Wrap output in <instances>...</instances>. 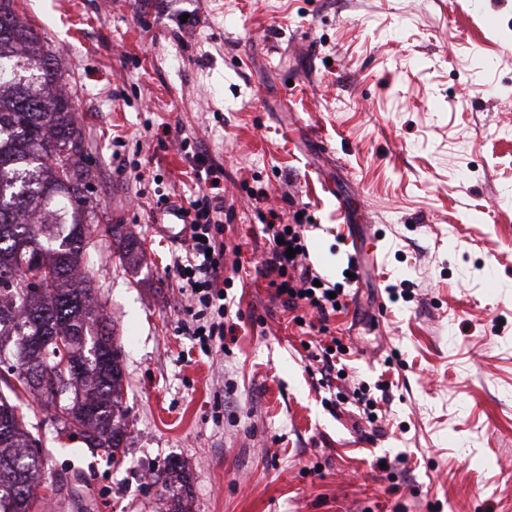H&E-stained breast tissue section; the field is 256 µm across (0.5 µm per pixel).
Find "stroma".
<instances>
[{"label":"stroma","mask_w":512,"mask_h":512,"mask_svg":"<svg viewBox=\"0 0 512 512\" xmlns=\"http://www.w3.org/2000/svg\"><path fill=\"white\" fill-rule=\"evenodd\" d=\"M16 6L75 101L91 205L140 243L126 258L95 227L82 260L121 350L126 456L19 402L47 512H169L175 461L191 512H512V0ZM185 134L224 170L247 270L226 288L237 341L212 357L180 327L184 245L151 229L159 196L198 191ZM273 211L308 224L305 263L332 282L381 240L327 332L255 271ZM334 338L350 353L328 388L302 343ZM380 380L376 424L325 403Z\"/></svg>","instance_id":"35a3bbf8"}]
</instances>
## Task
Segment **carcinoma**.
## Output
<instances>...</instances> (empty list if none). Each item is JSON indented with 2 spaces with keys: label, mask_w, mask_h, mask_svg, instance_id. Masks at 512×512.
<instances>
[{
  "label": "carcinoma",
  "mask_w": 512,
  "mask_h": 512,
  "mask_svg": "<svg viewBox=\"0 0 512 512\" xmlns=\"http://www.w3.org/2000/svg\"><path fill=\"white\" fill-rule=\"evenodd\" d=\"M13 4L0 0V353L18 363L21 387L60 408L55 418L63 430L80 429L89 447L115 463L127 448L118 414L122 368L114 327L94 305L81 260L92 224L126 240L130 255L137 242L124 225L88 207L75 101L60 90L55 59ZM38 267L51 274L39 295L23 287ZM66 357L80 362V371L68 375L70 397L58 406ZM31 438L18 405L0 393V512H34Z\"/></svg>",
  "instance_id": "1"
}]
</instances>
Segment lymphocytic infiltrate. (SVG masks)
Instances as JSON below:
<instances>
[{
	"mask_svg": "<svg viewBox=\"0 0 512 512\" xmlns=\"http://www.w3.org/2000/svg\"><path fill=\"white\" fill-rule=\"evenodd\" d=\"M194 158L206 189L187 201L184 212L189 219V245L184 252L171 255L167 270L176 277L181 290L199 304L201 320L193 326L191 334L203 351L210 352L223 349L227 338L235 335L238 324L225 303L223 289L227 245L222 170L208 159L205 149H197ZM263 233L269 249L261 272L269 277L275 296L289 309H311L319 324H326L338 304L331 296L336 286L320 280L314 269L303 264L299 249L304 245L305 225L271 220L264 224ZM291 247L296 250L292 257L287 254Z\"/></svg>",
	"mask_w": 512,
	"mask_h": 512,
	"instance_id": "f902f5d3",
	"label": "lymphocytic infiltrate"
}]
</instances>
